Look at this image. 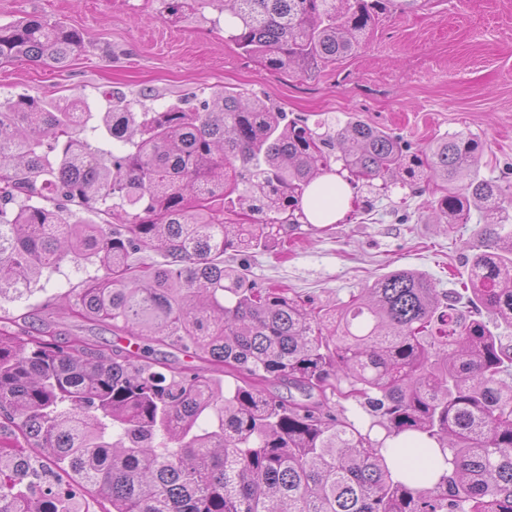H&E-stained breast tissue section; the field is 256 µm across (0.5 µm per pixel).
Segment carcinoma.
Wrapping results in <instances>:
<instances>
[{
    "label": "carcinoma",
    "mask_w": 512,
    "mask_h": 512,
    "mask_svg": "<svg viewBox=\"0 0 512 512\" xmlns=\"http://www.w3.org/2000/svg\"><path fill=\"white\" fill-rule=\"evenodd\" d=\"M415 2L224 10L246 55L307 73ZM83 47L44 17L0 25V64L61 69ZM104 96L101 126L84 99L0 100L13 142L0 143V301L66 260L97 267L63 295L76 333L60 338L36 307L23 325L0 315V512H89V497L99 512H512V187L479 176L480 142L415 147L223 89L158 110ZM344 171L352 187L434 183L438 224L480 213L468 282L445 290L396 270L336 310L224 266L225 251L298 226L306 189ZM238 209L251 223H224ZM102 327L139 348L96 341ZM157 346L189 362L159 360ZM402 434L451 452L452 471L427 487L393 476L383 450Z\"/></svg>",
    "instance_id": "obj_1"
}]
</instances>
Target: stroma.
<instances>
[{
    "label": "stroma",
    "mask_w": 512,
    "mask_h": 512,
    "mask_svg": "<svg viewBox=\"0 0 512 512\" xmlns=\"http://www.w3.org/2000/svg\"><path fill=\"white\" fill-rule=\"evenodd\" d=\"M41 15L79 30L84 49L66 70L31 62L0 64V98L28 94L66 102L83 97L105 111L103 91L127 98L151 93V107L218 89L269 100L289 116L356 117L416 145L463 132L484 145L481 176L512 162V0H419L385 15L363 47L305 74L273 72L230 40L209 0L159 17L157 0H0V25ZM429 192L393 187L363 215L349 211L319 229L284 230L287 251H227L225 265L244 267L261 288H286L319 306L397 269H412L448 289L467 281L478 224H431ZM63 263L40 278L29 301L5 302L11 314L29 305L56 317L61 335L73 324L59 314L61 294L95 274Z\"/></svg>",
    "instance_id": "1"
}]
</instances>
